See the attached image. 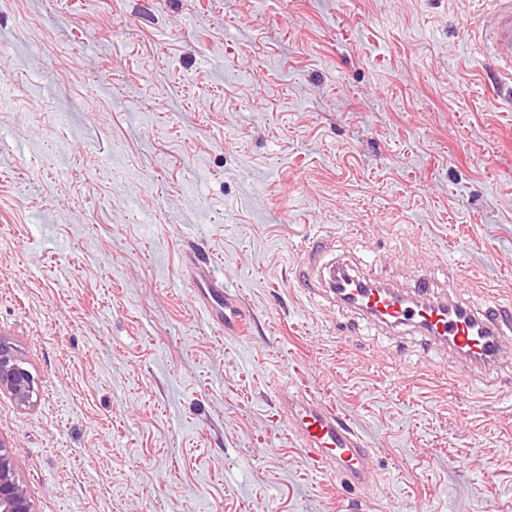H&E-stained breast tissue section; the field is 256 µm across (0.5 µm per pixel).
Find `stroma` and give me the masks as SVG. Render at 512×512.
Here are the masks:
<instances>
[{
	"instance_id": "obj_1",
	"label": "stroma",
	"mask_w": 512,
	"mask_h": 512,
	"mask_svg": "<svg viewBox=\"0 0 512 512\" xmlns=\"http://www.w3.org/2000/svg\"><path fill=\"white\" fill-rule=\"evenodd\" d=\"M489 7L0 0V341L37 382L0 391V440L36 512H512V347L467 368L320 280L443 261L512 300ZM195 259L249 335L199 308ZM288 390L372 448L369 491L310 468Z\"/></svg>"
}]
</instances>
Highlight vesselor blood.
<instances>
[{
	"mask_svg": "<svg viewBox=\"0 0 512 512\" xmlns=\"http://www.w3.org/2000/svg\"><path fill=\"white\" fill-rule=\"evenodd\" d=\"M485 55L497 80L512 81V0H491L484 30ZM446 293H438L430 273L421 274L412 288L387 286L368 288L351 281L347 308L363 319L389 330L411 328L447 347L472 367L494 365L505 337L512 335V303L491 301L474 307L457 300L464 286L461 267L453 266L445 280ZM197 301L218 329L242 333L246 314L224 294V281L214 271H204L197 286ZM281 403L290 431L298 439L315 471H323L326 460H334L333 476L360 489L374 482L371 451L363 438L336 411L314 396L285 395Z\"/></svg>",
	"mask_w": 512,
	"mask_h": 512,
	"instance_id": "1",
	"label": "vessel or blood"
}]
</instances>
